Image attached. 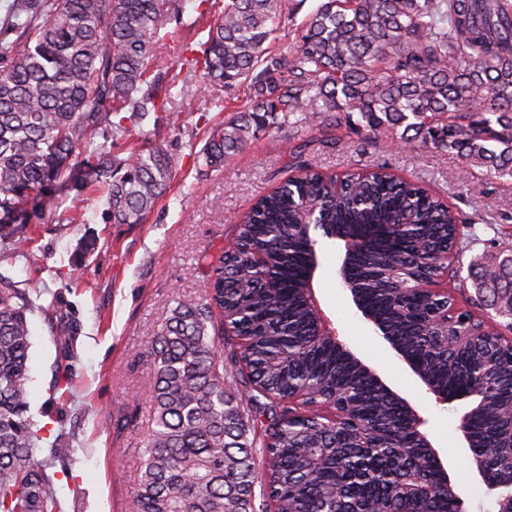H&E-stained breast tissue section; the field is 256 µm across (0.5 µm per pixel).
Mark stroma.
<instances>
[{"mask_svg":"<svg viewBox=\"0 0 512 512\" xmlns=\"http://www.w3.org/2000/svg\"><path fill=\"white\" fill-rule=\"evenodd\" d=\"M177 3L181 20L168 25L157 53L161 66L181 71L168 110L180 115V126L168 125L167 112H153L125 120L124 131L104 128L96 137L123 157L146 138L160 146L172 161L165 197L146 222L115 224L104 197L76 187L67 174L27 224L28 250L19 253L0 241V275L20 289L41 280L75 329L65 352L56 341L60 326L54 316L39 307L30 316V412L45 435L63 434L78 450L70 476L55 484L62 512H131L133 481L152 421L151 341L177 302L203 297L202 255L219 254L237 234V216L288 177L291 146L305 145L307 163L330 174L386 165L471 218L472 242L456 268L454 295L480 317L488 312L473 301L471 273L495 248L512 247V182L479 174L462 179L452 152L407 149L387 136L365 144L346 126L338 131L341 144L331 148L318 127L286 126L260 132L224 167H207L202 148L228 117L218 105L225 93L206 86L177 53L197 49L219 10L208 0ZM317 251L315 294L340 340L426 418L429 439L454 464L467 512H491L493 496L473 477L460 443L459 418L468 401L436 404L343 288L342 242L320 239ZM64 373L69 390L53 400L51 387Z\"/></svg>","mask_w":512,"mask_h":512,"instance_id":"stroma-1","label":"stroma"}]
</instances>
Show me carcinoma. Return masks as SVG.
Wrapping results in <instances>:
<instances>
[{
  "mask_svg": "<svg viewBox=\"0 0 512 512\" xmlns=\"http://www.w3.org/2000/svg\"><path fill=\"white\" fill-rule=\"evenodd\" d=\"M282 0H225L195 65L245 104L208 138L211 168L233 159L256 133L286 120L340 129L359 115L366 136L392 135L410 148L456 153L461 174L512 178V0H320L296 40L274 52ZM179 19L176 0H10L0 18V240L23 249L31 215L66 173L106 197L114 224H139L169 188L171 160L143 140L121 158L95 142L122 113L165 111L178 74L149 78L162 29ZM291 171L238 221L232 245L209 261L207 298L180 302L153 337V427L132 512H452L423 440L403 405L358 363L317 340V318L300 276L310 261L301 227L315 211L337 237L373 224L394 237L356 255L343 286L441 389L482 383L471 412V445H499L512 426V354L499 345L512 319L497 289H512V253L476 278L481 298L506 322L446 352L433 320L448 307L456 327L471 310L442 275L461 255L465 218L420 183L389 167L344 182L291 148ZM341 186H336V183ZM47 293L0 277V512H61L57 473L77 449L58 435L42 451L29 409L28 313ZM233 349L224 368L222 346ZM241 376L250 413L226 382ZM267 420L261 453L251 428ZM512 487V459L489 462ZM413 473L430 491L403 492Z\"/></svg>",
  "mask_w": 512,
  "mask_h": 512,
  "instance_id": "obj_1",
  "label": "carcinoma"
}]
</instances>
